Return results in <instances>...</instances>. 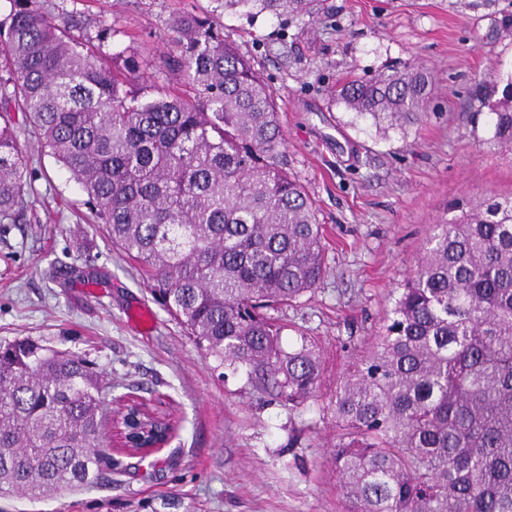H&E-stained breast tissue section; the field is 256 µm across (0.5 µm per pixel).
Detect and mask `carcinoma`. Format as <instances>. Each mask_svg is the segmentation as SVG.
I'll list each match as a JSON object with an SVG mask.
<instances>
[{
    "label": "carcinoma",
    "mask_w": 512,
    "mask_h": 512,
    "mask_svg": "<svg viewBox=\"0 0 512 512\" xmlns=\"http://www.w3.org/2000/svg\"><path fill=\"white\" fill-rule=\"evenodd\" d=\"M313 14L314 0H215ZM0 20V221L30 195L18 138L32 123L153 301L206 354L292 410L318 398L314 337L282 346L267 310L320 286L324 228L288 176L276 101L214 21L174 23L181 87L134 85L133 55L103 58L46 0ZM434 92L412 67L354 79L335 101L402 127ZM491 147L512 149V75L489 105ZM396 288L378 334L336 386L330 457L346 512H512V198L458 203ZM85 357L28 338L0 344V496L94 484L106 402Z\"/></svg>",
    "instance_id": "1"
}]
</instances>
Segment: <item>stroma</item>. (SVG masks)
Segmentation results:
<instances>
[{"instance_id":"stroma-1","label":"stroma","mask_w":512,"mask_h":512,"mask_svg":"<svg viewBox=\"0 0 512 512\" xmlns=\"http://www.w3.org/2000/svg\"><path fill=\"white\" fill-rule=\"evenodd\" d=\"M74 11L77 33L109 31L105 55L132 54L152 84L173 87L178 16L210 14L213 0H48ZM512 0H316L313 16L225 12L226 41L260 72L280 107L286 170L325 228L327 269L315 295L274 310L284 345L317 338L318 402L260 401L245 374L205 357L157 306L113 249L85 196L33 126L19 140L33 191L22 216L0 222V343L30 337L97 364L112 417L129 398L171 414L175 429L148 457L110 452L94 485L0 512H342L329 452V400L376 334L391 291L413 269L433 225L457 198L512 196V151L494 149L479 80L512 71V42L491 37ZM418 66L438 92L407 131L382 132L332 104L349 77ZM149 312V333L130 309Z\"/></svg>"}]
</instances>
